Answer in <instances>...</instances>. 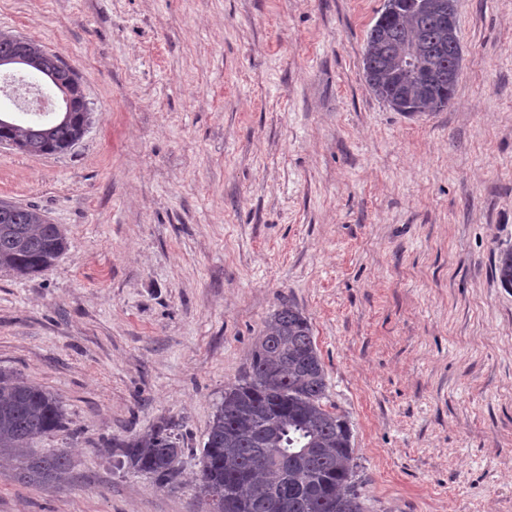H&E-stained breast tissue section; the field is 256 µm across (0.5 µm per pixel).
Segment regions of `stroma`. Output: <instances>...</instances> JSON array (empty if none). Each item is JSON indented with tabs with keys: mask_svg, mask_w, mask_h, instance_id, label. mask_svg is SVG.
Masks as SVG:
<instances>
[{
	"mask_svg": "<svg viewBox=\"0 0 512 512\" xmlns=\"http://www.w3.org/2000/svg\"><path fill=\"white\" fill-rule=\"evenodd\" d=\"M384 0H0L77 72L69 151L0 144V199L67 238L0 271V370L50 390L68 482L0 463V512H213L196 484L224 394L295 304L370 512H512V0H457L450 106L393 111L362 59ZM173 422L172 484L115 441ZM496 274L502 288L512 290V246L500 248L496 257Z\"/></svg>",
	"mask_w": 512,
	"mask_h": 512,
	"instance_id": "35a3bbf8",
	"label": "stroma"
}]
</instances>
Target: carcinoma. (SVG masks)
Returning a JSON list of instances; mask_svg holds the SVG:
<instances>
[{"label": "carcinoma", "instance_id": "cac0c4a2", "mask_svg": "<svg viewBox=\"0 0 512 512\" xmlns=\"http://www.w3.org/2000/svg\"><path fill=\"white\" fill-rule=\"evenodd\" d=\"M451 0H393L395 18L370 29L363 59L369 90L396 112H441L458 77L449 68L457 33L443 31L441 7ZM21 56L71 112L52 120L0 125V140L31 155L60 154L81 138L84 97L68 65L35 40L20 44L0 31V62ZM66 237L35 206L0 200V271L41 273L64 252ZM496 274L512 290V246L498 250ZM249 379L224 393L206 434L199 489L215 512H365L355 483L351 432L345 416L327 408L324 363L308 318L293 304L278 308L251 354ZM61 401L23 378L0 372V460L18 478L51 486L70 470L67 452L39 454L32 444L60 429ZM116 447L123 464L158 480H174L183 454L175 425L165 423Z\"/></svg>", "mask_w": 512, "mask_h": 512}]
</instances>
